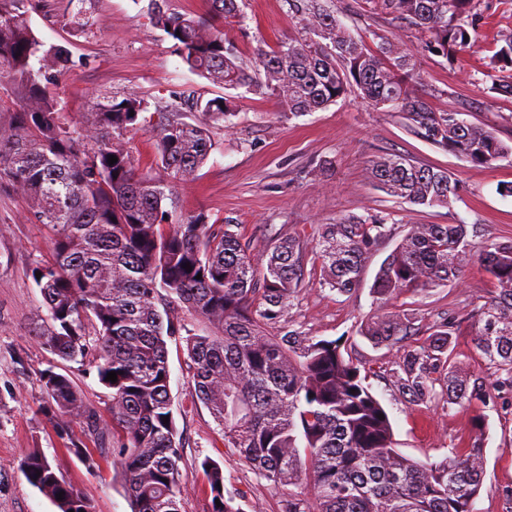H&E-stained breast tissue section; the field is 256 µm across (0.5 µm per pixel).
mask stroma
Wrapping results in <instances>:
<instances>
[{"mask_svg": "<svg viewBox=\"0 0 512 512\" xmlns=\"http://www.w3.org/2000/svg\"><path fill=\"white\" fill-rule=\"evenodd\" d=\"M483 15L478 41L453 58L424 49L425 36L385 13L350 11L340 0L337 16L357 36L378 32L396 35L417 57L420 93L430 96L436 111L460 112L464 119L486 126L512 146V98L493 88L490 59L500 30L512 29V0H475ZM79 7L94 19L90 31L78 34L64 16L59 0H40L28 22L46 44L66 47L75 63L62 84L52 87L68 119L85 121L98 95L120 98L141 95L155 105L173 93L208 100L223 96L213 84L185 67L174 43L150 24L143 0H81ZM243 26L226 32L243 58L276 48L296 35L294 19L283 0H245ZM214 148L196 180L175 193L173 219L197 212L211 220L239 224L255 248L288 236H312L317 225L331 224L346 214L385 215L391 236L366 261L362 284L349 295L310 282L294 301L288 320L309 335L344 337L345 354L365 363L367 385L386 408L398 451L418 460H438L465 441L472 428L471 412L434 403L411 405L390 380L396 348L377 346L360 336L362 324L378 310L371 285L381 262L412 224L483 225L498 241L512 239V197L500 186L512 183V157L493 166H477L413 136L398 114L374 109L355 96L298 118L282 116L271 97L240 99L232 128L214 127ZM390 153L454 173L461 197L450 207L411 206L378 190L369 177L371 160ZM329 171H322L323 162ZM52 258L49 233L31 223L23 197L0 192V512H57L51 500L34 487L23 471L30 453L43 455L91 499L95 512H132L111 451L95 454L96 473H89L68 450L70 436L81 435L82 422L72 420L61 433L45 413L48 396L39 372L54 367L69 375L87 404L109 418L110 392L91 365L67 362L48 351L38 334L46 309L31 269ZM493 285L478 259H470L462 283L422 292H407L391 301L390 310H413L419 327L431 326L438 313L461 318L456 352L464 369L490 377L491 371L474 350L471 338L477 316ZM169 401L183 443L184 489L181 512H212L203 458L224 469L226 491L237 495L244 512H283L285 491L272 488L225 447L224 434L209 410L192 401L195 380L181 343L168 345ZM486 439V464L475 500V512H512V395L480 407Z\"/></svg>", "mask_w": 512, "mask_h": 512, "instance_id": "35a3bbf8", "label": "stroma"}]
</instances>
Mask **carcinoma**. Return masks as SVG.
Segmentation results:
<instances>
[{"label":"carcinoma","instance_id":"1","mask_svg":"<svg viewBox=\"0 0 512 512\" xmlns=\"http://www.w3.org/2000/svg\"><path fill=\"white\" fill-rule=\"evenodd\" d=\"M296 19L294 37L245 61L224 34L238 22V0H209L205 15L174 13L148 0L151 23L175 41L182 63L227 90L277 99L288 117L324 109L350 93L374 108L398 113L410 131L472 163L491 166L512 155L482 125L455 111L436 112L413 88L415 54L396 37L373 33L377 45L352 35L323 0H283ZM427 35L428 51L450 55L466 47L479 17L474 0H361ZM65 0L63 13L78 32L95 24ZM36 0H0V83L21 105L0 124V190L21 195L30 221L51 231L52 260L37 263L34 283L47 311L43 345L80 364L89 344L99 358L98 380L111 391L112 422L88 406L71 378L48 367L40 379L53 414L78 419L84 438L70 451L87 469L95 462L86 441L112 440L134 512H180L181 443L168 399L167 345L185 344L195 388L232 448L275 488L288 493L284 512H474L485 466V427L475 417L468 440L440 461L402 455L380 401L364 385L360 364L345 358L343 338L319 339L290 328L286 315L307 271L340 294L361 282L364 265L391 235L387 218L347 215L320 224L312 239L281 238L256 254L230 221L203 213L174 223L167 203L194 180L213 142L209 125L230 123L237 96L195 103L205 123L183 119L174 96L155 123L147 99L104 95L85 122L65 121L50 95L74 66L69 52L39 42L27 21ZM493 56L497 93L512 97V30ZM145 130L156 141L158 173L144 175L124 135ZM118 161L109 164V156ZM373 183L414 206L446 207L459 181L446 169L416 165L399 155L371 160ZM480 225L412 224L381 264L371 286L384 305L463 279L477 256L495 294L471 342L494 372L489 384L456 360L461 321L448 316L414 346L417 317L381 311L360 334L399 352L393 385L412 404L484 406L512 392V241L476 242ZM190 264L191 271L184 269ZM117 372V382L106 380ZM384 418H378V415ZM169 417L164 422L163 417ZM200 468L213 512H244L225 492L224 472L210 457ZM30 483L57 512H95L94 505L43 456L24 462ZM63 493L59 500L56 494Z\"/></svg>","mask_w":512,"mask_h":512}]
</instances>
